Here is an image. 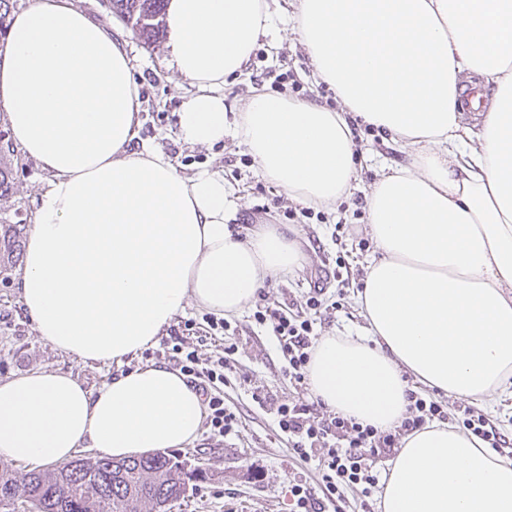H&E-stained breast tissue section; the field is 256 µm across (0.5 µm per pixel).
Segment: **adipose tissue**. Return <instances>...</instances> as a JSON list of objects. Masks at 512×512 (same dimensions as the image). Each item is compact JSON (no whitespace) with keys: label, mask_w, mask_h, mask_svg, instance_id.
Segmentation results:
<instances>
[{"label":"adipose tissue","mask_w":512,"mask_h":512,"mask_svg":"<svg viewBox=\"0 0 512 512\" xmlns=\"http://www.w3.org/2000/svg\"><path fill=\"white\" fill-rule=\"evenodd\" d=\"M294 27L343 108L259 93L227 124L224 83L269 35L266 0H169L171 66L192 92L177 135H232L260 174L306 206L348 196L352 121L390 134L410 162L383 168L367 200L379 251L359 303L363 336H325L315 399L385 430L403 419L406 376L493 405L512 379V0H296ZM492 84L464 122L462 78ZM0 107L15 144L50 178L26 244L23 305L39 335L85 362L120 364L196 304L240 315L269 275L301 269L269 226L241 239L224 178L181 176L154 145L127 147L139 95L119 39L73 0H32L0 53ZM206 405L185 375L135 367L98 392L34 370L0 382V458L64 463L79 449L126 458L182 448ZM382 512H512V460L433 423L406 436Z\"/></svg>","instance_id":"obj_1"}]
</instances>
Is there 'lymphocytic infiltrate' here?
<instances>
[{
  "label": "lymphocytic infiltrate",
  "mask_w": 512,
  "mask_h": 512,
  "mask_svg": "<svg viewBox=\"0 0 512 512\" xmlns=\"http://www.w3.org/2000/svg\"><path fill=\"white\" fill-rule=\"evenodd\" d=\"M322 288L311 290L303 311L292 308L257 306L253 317L278 342L288 363L285 373L298 389L308 388V367L318 335L315 316L323 308ZM201 330L207 336H220L228 323L214 314H204L201 321L184 322L182 330L173 331L166 343L167 358L176 370L191 379L208 406L207 434L210 440L223 441L235 433L236 414L224 405V371L235 354L236 345L225 346L212 359H203L187 334ZM259 406L269 407L275 417L277 435L288 436L292 452L304 461L315 462L320 479L317 486L298 482L292 485L294 512H324L333 503L335 512H346V490L360 489L364 497H372L379 485V468L396 454L403 437L424 429L430 421L447 419L441 401L409 390L406 414L401 423L381 430L356 422L355 419L327 410L321 402L303 397L281 402L262 391L253 392ZM457 426L475 436L488 447L503 450L512 439L503 434L488 414L464 410Z\"/></svg>",
  "instance_id": "f902f5d3"
}]
</instances>
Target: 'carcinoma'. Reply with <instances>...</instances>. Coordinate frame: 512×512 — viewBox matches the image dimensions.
<instances>
[{
    "instance_id": "obj_1",
    "label": "carcinoma",
    "mask_w": 512,
    "mask_h": 512,
    "mask_svg": "<svg viewBox=\"0 0 512 512\" xmlns=\"http://www.w3.org/2000/svg\"><path fill=\"white\" fill-rule=\"evenodd\" d=\"M168 0H110L111 13L130 24L145 43L159 42ZM14 0H0V40L9 36ZM0 237V258L20 248L21 225ZM202 468L178 456L153 454L113 460L78 455L69 462L22 476L0 468V499L20 500L28 512H170Z\"/></svg>"
}]
</instances>
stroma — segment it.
Listing matches in <instances>:
<instances>
[{
  "instance_id": "35a3bbf8",
  "label": "stroma",
  "mask_w": 512,
  "mask_h": 512,
  "mask_svg": "<svg viewBox=\"0 0 512 512\" xmlns=\"http://www.w3.org/2000/svg\"><path fill=\"white\" fill-rule=\"evenodd\" d=\"M91 18L105 25L125 43L134 79L146 95L141 101L138 138L157 144L170 157L178 173L190 177L208 168L221 172L231 203L230 222L241 237L258 224L286 223L288 233L302 245L308 262L300 271L266 277L267 303L283 307L303 304L315 282L324 286L323 302L331 309L317 326L319 335L362 336L367 322L357 302L364 284L366 261L376 253L369 233L367 195L382 166L405 162L389 134L358 128L362 147L358 181L352 194L330 208L322 219L283 221L276 204L283 190L264 178L247 148L232 137L212 147L189 145L176 134L175 120L188 98L189 86L168 66L166 42L144 45L130 25L109 18L110 0H77ZM272 32L261 38L242 75L224 84V110L235 120L255 93L270 91L280 74L301 85L303 101L336 111L342 106L335 90L320 81L291 17L295 0H268ZM12 173V188L0 197V225L32 224L43 185L49 175L21 150L0 158ZM344 256L354 275L352 283L336 280V258ZM20 261L0 272V381L34 371L72 374L86 389L95 392L119 375L115 364L82 362L44 341L21 301ZM238 350L224 371V403L239 418L237 434L223 444L198 439L183 448V455L199 460L204 477L190 482L184 499L171 512H291L293 482L316 483L314 463L294 457L287 437L277 436L274 417L255 403L251 394L261 390L279 401L297 399L298 390L284 373L286 361L276 343L256 325L252 312L231 319L222 339L197 342L200 357L220 353L227 344Z\"/></svg>"
}]
</instances>
